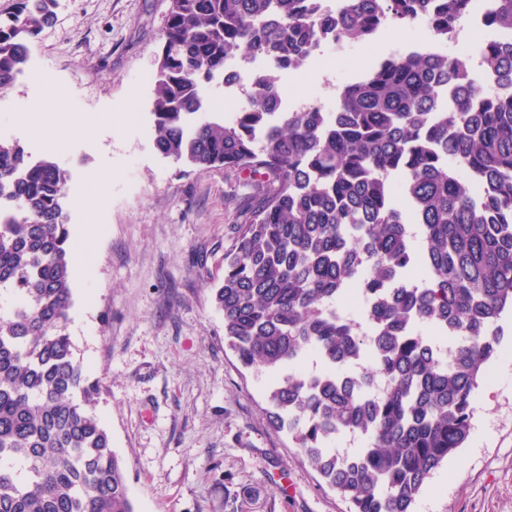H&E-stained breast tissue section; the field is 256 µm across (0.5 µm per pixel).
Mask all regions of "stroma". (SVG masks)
<instances>
[{"label":"stroma","mask_w":512,"mask_h":512,"mask_svg":"<svg viewBox=\"0 0 512 512\" xmlns=\"http://www.w3.org/2000/svg\"><path fill=\"white\" fill-rule=\"evenodd\" d=\"M168 0H59L30 48L48 80L0 90V139L68 173L70 243L87 247L68 333L101 394L97 411L126 465L136 512H350L265 415L266 384L224 342L212 290L224 275L241 177L162 157L152 85ZM415 26L359 42L354 57L284 75L283 99L329 96L326 72L359 74ZM38 109L41 126L24 116ZM108 173V182L94 180ZM94 241H87L89 225ZM479 389L465 448L423 489L416 512H512V319Z\"/></svg>","instance_id":"obj_1"}]
</instances>
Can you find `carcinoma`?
<instances>
[{
	"label": "carcinoma",
	"instance_id": "1",
	"mask_svg": "<svg viewBox=\"0 0 512 512\" xmlns=\"http://www.w3.org/2000/svg\"><path fill=\"white\" fill-rule=\"evenodd\" d=\"M466 0H170L153 86L154 146L200 172L248 174L213 301L239 364L271 378L266 415L350 512H414L463 447L512 312V42L469 62L430 49L385 57L345 84L335 112H271L275 70L321 39H368L426 18L440 41ZM492 20L512 29V0ZM59 0L0 14V90L56 22ZM252 75L230 122L206 89L238 49ZM67 172L0 141V512H134L122 459L75 361L64 212ZM410 206L411 229L396 195ZM425 270L415 282L410 272ZM358 292L362 317L336 315ZM315 369L302 368L308 357ZM362 437L345 458L336 439Z\"/></svg>",
	"mask_w": 512,
	"mask_h": 512
}]
</instances>
